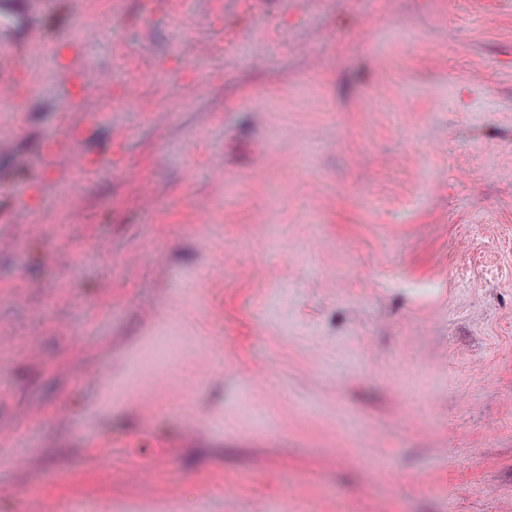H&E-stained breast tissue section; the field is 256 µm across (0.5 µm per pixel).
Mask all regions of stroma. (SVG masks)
<instances>
[{
  "mask_svg": "<svg viewBox=\"0 0 512 512\" xmlns=\"http://www.w3.org/2000/svg\"><path fill=\"white\" fill-rule=\"evenodd\" d=\"M47 27L0 111V180L28 166L0 229L45 221L0 250V512H512V0H81ZM76 54L112 78L80 172L46 159Z\"/></svg>",
  "mask_w": 512,
  "mask_h": 512,
  "instance_id": "obj_1",
  "label": "stroma"
}]
</instances>
